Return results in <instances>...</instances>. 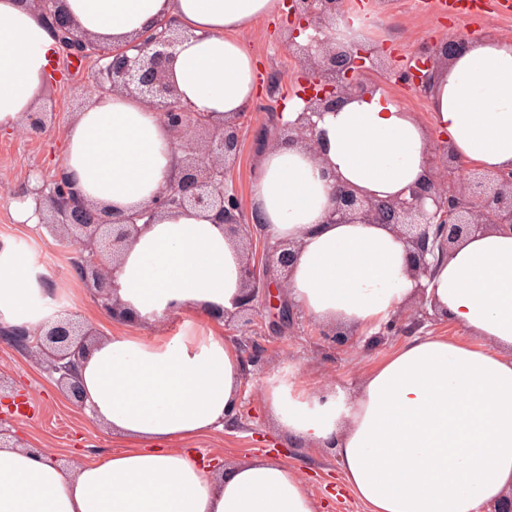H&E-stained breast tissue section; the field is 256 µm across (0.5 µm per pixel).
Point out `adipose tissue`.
Instances as JSON below:
<instances>
[{"label": "adipose tissue", "instance_id": "ef3b65f1", "mask_svg": "<svg viewBox=\"0 0 512 512\" xmlns=\"http://www.w3.org/2000/svg\"><path fill=\"white\" fill-rule=\"evenodd\" d=\"M58 2L81 34L107 47L163 22L180 29L171 81L193 111L222 120L256 103L255 59L242 35L279 0ZM54 46L33 0H0V131H18L40 111ZM427 99L429 126L379 86L324 114L318 151L264 146L249 206L267 237L296 243L288 298L316 324L366 343L422 295L472 343L419 335L354 391L326 395L322 382L273 376L260 396L281 430L335 449L368 512H491L512 491V233L472 234L416 279L388 226L326 221L334 192L326 171L386 199L427 179L436 135L465 164L512 170L511 38L467 40ZM180 159L159 112L115 92L72 116L62 165L87 200L127 213L150 204ZM242 264L209 213L172 212L137 237L117 273L124 319L80 370L88 414L130 446L73 466L44 450L0 448V512H316L288 463L257 455L220 472L184 446L240 405L244 359L218 314L234 308ZM41 293L28 257L1 247L0 325L37 330ZM142 322L152 335H140Z\"/></svg>", "mask_w": 512, "mask_h": 512}]
</instances>
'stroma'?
<instances>
[{"mask_svg":"<svg viewBox=\"0 0 512 512\" xmlns=\"http://www.w3.org/2000/svg\"><path fill=\"white\" fill-rule=\"evenodd\" d=\"M353 13L366 41L387 46L405 62L424 43L445 37H512V19L493 15L451 17L424 7L421 0H393L387 7L376 5L374 0H354ZM285 37V13L281 10L261 18L243 35L257 61L261 89L258 101L242 118L241 149L233 171V181L244 200L250 196L262 138L276 137L281 112L303 90L299 81L301 68L289 54ZM55 66L60 73L47 80L44 94L47 108L56 114L54 122L34 137L0 132V235L10 238L13 246L25 252L31 265L38 269L37 280L45 290L47 302L73 312L105 335L111 333L112 325L88 283L73 269L76 246L22 223L17 215L19 205L27 199L30 181H47L54 175L63 159L69 119L96 93L83 67L63 60L56 61ZM316 329V324L304 315L292 328L274 329L270 309L262 308L252 338L266 351L265 371L246 374V394L237 420L189 440L188 445L202 459L217 456L227 463L255 454L273 455L308 478L318 512H367L366 506L346 488L334 450L310 446L279 431L256 392L265 375L286 370L354 389L363 374L403 338L393 336L367 350L355 352L346 348L325 356L319 350L321 339ZM0 374L9 378L32 412L27 419L2 414L0 428L21 438L29 447L48 449L62 464L127 448V440L97 425L72 405L35 357L4 341H0Z\"/></svg>","mask_w":512,"mask_h":512,"instance_id":"35a3bbf8","label":"stroma"}]
</instances>
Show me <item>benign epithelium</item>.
<instances>
[{"label":"benign epithelium","mask_w":512,"mask_h":512,"mask_svg":"<svg viewBox=\"0 0 512 512\" xmlns=\"http://www.w3.org/2000/svg\"><path fill=\"white\" fill-rule=\"evenodd\" d=\"M33 2L54 30L66 60L96 59L97 68L89 76L92 85L107 93L125 91L141 97L163 115L183 152L177 179L147 207L130 214H111L90 203L61 168L50 181L28 190L38 204L41 226L50 236L67 237L77 246L74 270L92 281L102 309L116 320L121 314L114 298L120 258L142 226L154 223L162 213L188 209L210 212L227 235L243 240L251 239L260 227L255 222L245 223L241 200L230 184L241 147L240 118L214 123L177 99L170 64L182 33L172 25L162 23L127 46L105 48L79 34L70 17L57 8V0ZM285 5L288 52L298 60L306 82L302 113L296 122L285 124L284 140L292 144L318 147V119L336 110L348 97L366 93L371 88L368 71L383 69L396 82L425 96L437 70L465 50L464 41L446 39L422 46L415 64H400L381 46L325 35V29L334 22L342 20L345 27H351L349 0H285ZM309 28L315 34L304 43L296 41L299 31ZM448 157V146H441L439 159L429 162L431 177L410 187L408 193L389 199L336 185L327 222L388 225L408 245L410 272L416 278L431 274L433 262L429 257L446 256L460 239L490 227L512 229V171L473 169L461 176L456 167L448 165ZM267 248L265 266L278 268L281 277H286L297 245L275 241ZM241 280L244 291L227 322L235 326L237 335L246 336L259 315V299L266 293L258 265L249 256L242 264ZM275 310L276 326L295 323L297 309L288 300L279 301ZM320 335L330 351L348 341L347 333L336 328L323 329ZM96 336L92 327L69 315L46 322L37 333L0 326V340L41 357L48 376L81 410L80 363ZM243 344L246 365L263 370V347L255 341L245 340Z\"/></svg>","instance_id":"7a95c632"}]
</instances>
